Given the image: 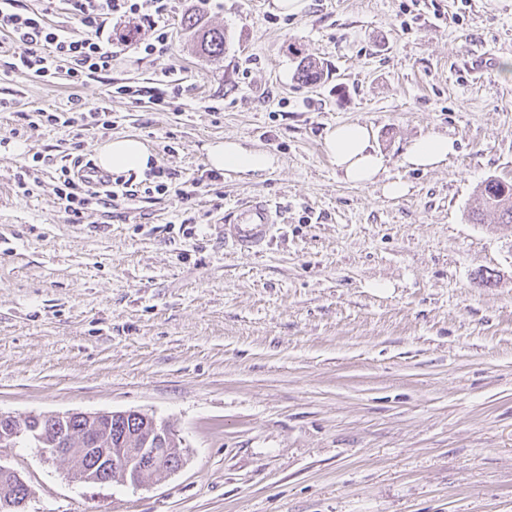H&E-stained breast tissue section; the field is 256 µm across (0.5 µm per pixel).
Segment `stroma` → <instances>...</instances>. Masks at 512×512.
<instances>
[{
    "mask_svg": "<svg viewBox=\"0 0 512 512\" xmlns=\"http://www.w3.org/2000/svg\"><path fill=\"white\" fill-rule=\"evenodd\" d=\"M223 29L201 52L182 20ZM166 50H128L72 86L18 71L0 29V412L138 411L168 422L183 466L137 487L2 447L29 512H512V224L472 223L481 183L512 181V0H175ZM329 76L298 82L302 58ZM176 84L160 85V69ZM141 88V95L117 88ZM107 108L108 128L30 126L38 108ZM371 125L407 193L342 181L328 127ZM456 142L410 170V139ZM133 135L170 192L89 205L56 195L64 150ZM236 139L263 173L176 188ZM41 155L29 194L20 166ZM262 194L281 210L258 254L218 221ZM492 275L490 283L479 280Z\"/></svg>",
    "mask_w": 512,
    "mask_h": 512,
    "instance_id": "stroma-1",
    "label": "stroma"
}]
</instances>
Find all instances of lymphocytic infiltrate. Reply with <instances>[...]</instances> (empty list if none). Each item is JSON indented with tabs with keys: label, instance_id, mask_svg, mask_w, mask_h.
<instances>
[{
	"label": "lymphocytic infiltrate",
	"instance_id": "lymphocytic-infiltrate-1",
	"mask_svg": "<svg viewBox=\"0 0 512 512\" xmlns=\"http://www.w3.org/2000/svg\"><path fill=\"white\" fill-rule=\"evenodd\" d=\"M16 2L0 0V27L27 47L16 68L45 80L61 74L69 84L81 85L111 72L115 46H130L151 56L168 43L166 27L153 28L151 37L144 38L135 22L168 15L171 0H71L78 20L74 29L50 26L43 14L18 10ZM84 164L83 157H73L58 173L57 195L75 220L90 201L105 204L129 195L120 182L103 189L82 184L77 170Z\"/></svg>",
	"mask_w": 512,
	"mask_h": 512
}]
</instances>
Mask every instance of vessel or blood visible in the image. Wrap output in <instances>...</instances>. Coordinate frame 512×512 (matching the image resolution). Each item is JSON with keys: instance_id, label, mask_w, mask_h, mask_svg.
Wrapping results in <instances>:
<instances>
[{"instance_id": "1", "label": "vessel or blood", "mask_w": 512, "mask_h": 512, "mask_svg": "<svg viewBox=\"0 0 512 512\" xmlns=\"http://www.w3.org/2000/svg\"><path fill=\"white\" fill-rule=\"evenodd\" d=\"M92 188L111 186L112 175L98 162H90L79 173ZM280 222V210L269 198L256 194L225 211L220 224L225 245L242 252L257 253L269 245Z\"/></svg>"}]
</instances>
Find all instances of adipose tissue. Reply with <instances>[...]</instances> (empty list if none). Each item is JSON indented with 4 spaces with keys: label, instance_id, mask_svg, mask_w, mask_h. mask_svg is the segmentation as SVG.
<instances>
[{
    "label": "adipose tissue",
    "instance_id": "ef3b65f1",
    "mask_svg": "<svg viewBox=\"0 0 512 512\" xmlns=\"http://www.w3.org/2000/svg\"><path fill=\"white\" fill-rule=\"evenodd\" d=\"M370 125L350 122L329 128L323 140L326 155L343 179L355 186L381 183L384 195L398 198L408 191L406 183L393 180L381 182L386 157L374 144ZM453 139L442 135L423 136L412 140L402 154V163L412 170H433L445 164L455 154ZM100 165L120 174L143 173L154 165L153 155L138 138L115 137L100 145L96 153ZM212 167L229 172H263L272 168L274 159L268 153L250 150L239 142L227 140L212 147L208 154Z\"/></svg>",
    "mask_w": 512,
    "mask_h": 512
}]
</instances>
